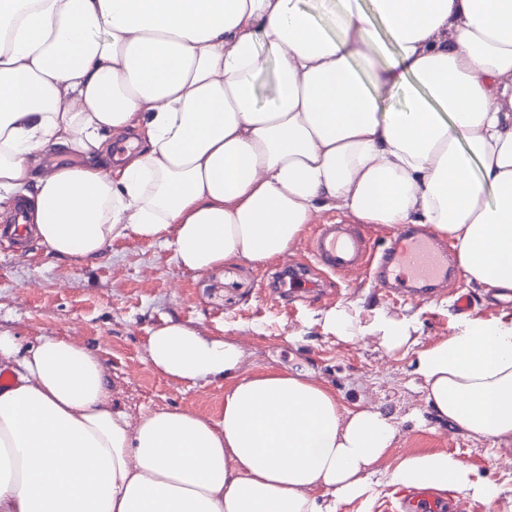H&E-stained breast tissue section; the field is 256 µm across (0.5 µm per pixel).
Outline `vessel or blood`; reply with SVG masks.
Returning <instances> with one entry per match:
<instances>
[{
  "label": "vessel or blood",
  "instance_id": "vessel-or-blood-1",
  "mask_svg": "<svg viewBox=\"0 0 512 512\" xmlns=\"http://www.w3.org/2000/svg\"><path fill=\"white\" fill-rule=\"evenodd\" d=\"M309 253L318 265L347 276L368 271L374 284L391 295L428 301L447 275L450 251L426 230L417 228L396 233L383 248L349 224L318 225ZM395 512H459L424 484L399 492Z\"/></svg>",
  "mask_w": 512,
  "mask_h": 512
}]
</instances>
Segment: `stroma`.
Instances as JSON below:
<instances>
[{
	"label": "stroma",
	"instance_id": "1",
	"mask_svg": "<svg viewBox=\"0 0 512 512\" xmlns=\"http://www.w3.org/2000/svg\"><path fill=\"white\" fill-rule=\"evenodd\" d=\"M278 260L232 261L207 272L180 268L170 249L127 237L112 241L102 259L85 263L47 254L38 239L20 252L0 239V333L28 345L42 336L93 346L107 376L110 402L130 421L157 410L180 408L218 416L224 382L187 386L160 375L148 361V339L166 319L201 335L231 338L245 350L243 373L309 372L348 409L377 408L397 428L383 459L372 468V499L340 504L338 512H393L397 486L389 474L409 452L455 453L481 476L501 485L512 499V446L475 436L438 418L426 403L414 372L419 351L450 336L462 314L454 305L459 288L473 291L471 319L499 316L504 305L491 287L455 271L435 301H396L368 274L337 277L313 269L316 294L279 296L270 282ZM331 310L352 323L353 339L324 331ZM384 318L407 320L413 345L384 349L375 328Z\"/></svg>",
	"mask_w": 512,
	"mask_h": 512
}]
</instances>
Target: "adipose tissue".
I'll use <instances>...</instances> for the list:
<instances>
[{"label":"adipose tissue","mask_w":512,"mask_h":512,"mask_svg":"<svg viewBox=\"0 0 512 512\" xmlns=\"http://www.w3.org/2000/svg\"><path fill=\"white\" fill-rule=\"evenodd\" d=\"M49 151L80 162L46 167ZM21 205L54 257L93 261L134 236L195 272L280 257L329 210L428 224L468 279L512 290V0H0V211ZM148 354L175 382L226 379L219 417L130 424L94 349L0 335V512H336L368 497L396 434L381 411L344 410L308 373L240 375L236 341L171 319ZM415 372L438 417L512 440V318L462 320ZM390 482L500 497L447 451L403 456Z\"/></svg>","instance_id":"obj_1"}]
</instances>
